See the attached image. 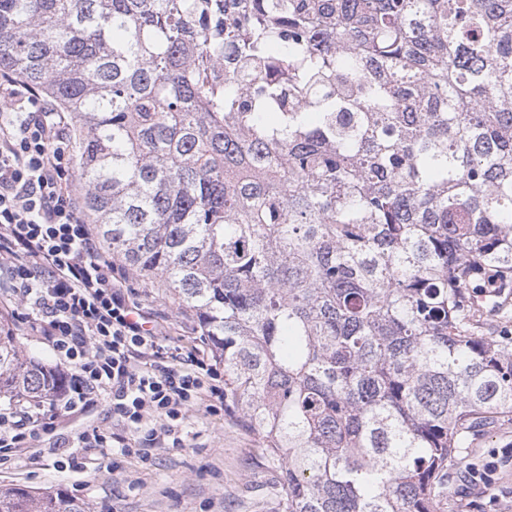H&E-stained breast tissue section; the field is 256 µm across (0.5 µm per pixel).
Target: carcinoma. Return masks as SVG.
Wrapping results in <instances>:
<instances>
[{"mask_svg":"<svg viewBox=\"0 0 512 512\" xmlns=\"http://www.w3.org/2000/svg\"><path fill=\"white\" fill-rule=\"evenodd\" d=\"M84 214L196 314L278 512H438L512 423V0H0ZM0 312V400L48 397ZM0 512H91L0 486Z\"/></svg>","mask_w":512,"mask_h":512,"instance_id":"1","label":"carcinoma"}]
</instances>
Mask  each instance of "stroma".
Instances as JSON below:
<instances>
[{"label":"stroma","instance_id":"1","mask_svg":"<svg viewBox=\"0 0 512 512\" xmlns=\"http://www.w3.org/2000/svg\"><path fill=\"white\" fill-rule=\"evenodd\" d=\"M126 286L145 311L165 317L184 352H193L199 344L190 331L197 322L193 312L179 309L162 288L137 274H130ZM185 430L184 447L158 449L147 463L125 457L115 472L92 454L72 472L58 469L52 457L20 453L0 464V486L58 488L89 503L92 512H275L280 469L259 457V437L240 415L196 410ZM490 462L497 465L490 493L467 486L468 467ZM443 501L452 512H512L511 425L478 438L452 470Z\"/></svg>","mask_w":512,"mask_h":512}]
</instances>
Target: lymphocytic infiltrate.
I'll return each instance as SVG.
<instances>
[{"mask_svg": "<svg viewBox=\"0 0 512 512\" xmlns=\"http://www.w3.org/2000/svg\"><path fill=\"white\" fill-rule=\"evenodd\" d=\"M0 302L15 325L42 337L70 369L53 409L106 402L119 432H57L44 412L0 411V453L54 457L77 469L96 452L111 470L181 447L195 407L224 408V376L211 358L183 354L165 327L130 298L82 214L70 169L69 123L23 81L0 75Z\"/></svg>", "mask_w": 512, "mask_h": 512, "instance_id": "obj_1", "label": "lymphocytic infiltrate"}]
</instances>
